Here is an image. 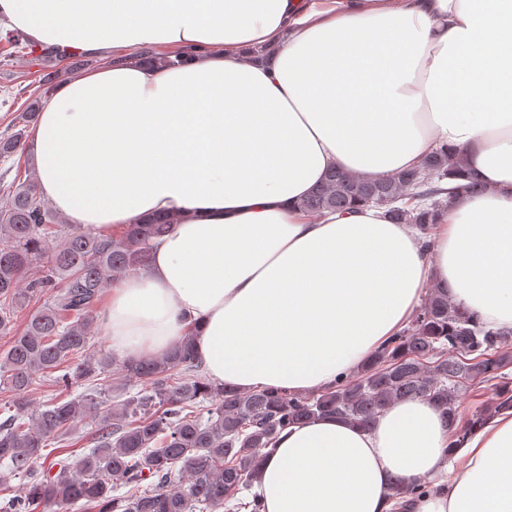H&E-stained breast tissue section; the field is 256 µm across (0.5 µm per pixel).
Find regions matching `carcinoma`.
Segmentation results:
<instances>
[{
	"label": "carcinoma",
	"instance_id": "1",
	"mask_svg": "<svg viewBox=\"0 0 512 512\" xmlns=\"http://www.w3.org/2000/svg\"><path fill=\"white\" fill-rule=\"evenodd\" d=\"M56 79L41 77V95L0 137L1 160L23 153L41 98ZM459 167L439 150L422 166L387 178L334 169L301 207L311 215L357 203L381 207L392 222L414 225L427 248L435 218L454 193L445 181ZM178 221L173 213L127 224L118 237L67 232L66 220L38 194L36 179L0 181V334L10 337L0 354V390L11 394L16 409L0 422V512H46L51 505L61 512H265L249 487L264 450L295 424L334 416L370 430L393 403L425 399L461 444L491 415L512 410V381L503 373L512 363V330L480 323L441 286L429 288L408 327L357 379L342 376L310 396L208 383L190 335L161 358L124 360L142 389L117 405L105 407L98 387L77 399L65 396L73 385L112 371L111 354L88 352L109 278L144 267L155 242ZM44 256L39 275L24 281ZM24 310L25 326L16 333L17 313ZM39 376L49 377L55 396L27 419L22 409ZM482 383L492 386L491 405L462 416L461 391ZM87 419L94 424L88 451L73 465L54 461L47 447L70 439ZM176 469L186 482L172 487ZM16 476L27 479L26 491L11 496L9 479ZM116 483L124 489L119 495Z\"/></svg>",
	"mask_w": 512,
	"mask_h": 512
}]
</instances>
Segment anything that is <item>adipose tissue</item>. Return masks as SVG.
<instances>
[{
  "instance_id": "adipose-tissue-1",
  "label": "adipose tissue",
  "mask_w": 512,
  "mask_h": 512,
  "mask_svg": "<svg viewBox=\"0 0 512 512\" xmlns=\"http://www.w3.org/2000/svg\"><path fill=\"white\" fill-rule=\"evenodd\" d=\"M0 20L40 49L174 52L58 86L30 144L75 226L180 215L99 312L119 357L190 332L213 384L323 389L430 282L512 329V0H0ZM436 149L485 191L453 194L429 248L374 206L299 207L331 169L386 177ZM396 482L429 489L402 501ZM253 490L266 512H512V412L455 448L422 399L368 431L311 420L266 449Z\"/></svg>"
}]
</instances>
